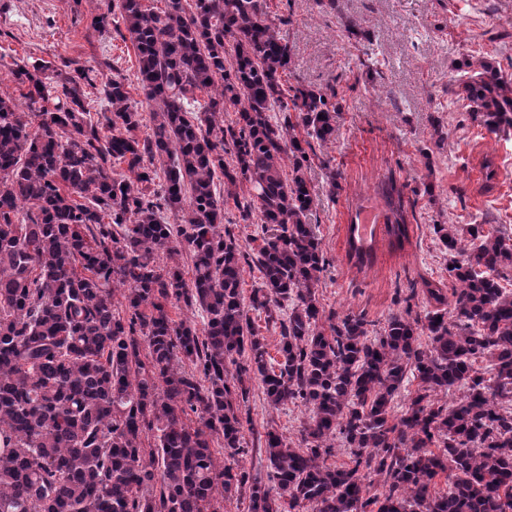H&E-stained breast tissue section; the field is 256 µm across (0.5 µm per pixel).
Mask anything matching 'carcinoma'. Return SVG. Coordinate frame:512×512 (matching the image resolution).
<instances>
[{"instance_id": "cac0c4a2", "label": "carcinoma", "mask_w": 512, "mask_h": 512, "mask_svg": "<svg viewBox=\"0 0 512 512\" xmlns=\"http://www.w3.org/2000/svg\"><path fill=\"white\" fill-rule=\"evenodd\" d=\"M105 2L92 23L120 15L149 117L114 76L109 114L92 120L86 66L50 78L18 64L26 109L0 94V512H224L245 500L247 512H512V292L501 285L512 239L435 224L453 302L426 281L433 309L414 317L408 305L373 338L364 315L324 313L308 169L336 139V92L284 87L291 48L267 0ZM462 90L488 134L512 131V80L482 64ZM200 94L193 116L185 104ZM375 194L400 248L402 188L389 176ZM230 202L260 224L250 252L224 226ZM348 245L359 266L372 262L374 246ZM246 265L262 279L247 298ZM181 302L203 329L173 318ZM252 310L280 329L282 360ZM409 371L418 389L394 418ZM251 376L271 408L310 412L296 447L265 432V480L241 465ZM450 390L461 391L451 404L431 400ZM336 439L348 467L325 464ZM447 471L448 490L432 491Z\"/></svg>"}]
</instances>
